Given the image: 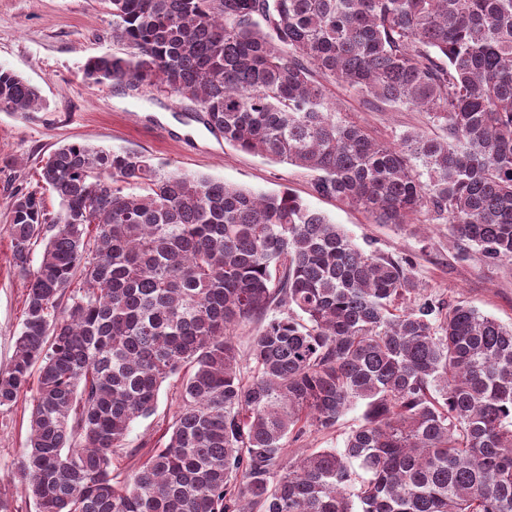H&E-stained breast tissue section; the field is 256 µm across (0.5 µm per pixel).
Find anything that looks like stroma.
Segmentation results:
<instances>
[{
	"label": "stroma",
	"mask_w": 512,
	"mask_h": 512,
	"mask_svg": "<svg viewBox=\"0 0 512 512\" xmlns=\"http://www.w3.org/2000/svg\"><path fill=\"white\" fill-rule=\"evenodd\" d=\"M112 15L105 0H0V66L35 85L42 105L28 114L0 111V369L7 367L21 328L26 288L14 266L9 231L11 194L42 184L41 170L60 145L88 143L132 149L167 171L209 175L257 191L291 190L311 208L343 226L356 244L407 261L426 293L445 303L463 301L504 324H512V261L489 264L463 257L447 224H378L361 210L315 194L313 173L241 151L215 137L192 118L193 108L165 94L140 93L109 83L87 84L88 58L114 50ZM332 93L354 120L389 139L425 127L419 112H374L360 96L341 87ZM176 380L163 383L155 413L133 423L126 450L114 467L128 472L157 446L178 404ZM31 404L20 397L0 410V485L8 488L15 512H34L20 484L11 479L28 434ZM363 413L352 407L336 431L308 433L286 445L287 456L310 448H339Z\"/></svg>",
	"instance_id": "obj_1"
}]
</instances>
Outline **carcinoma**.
Listing matches in <instances>:
<instances>
[{
  "mask_svg": "<svg viewBox=\"0 0 512 512\" xmlns=\"http://www.w3.org/2000/svg\"><path fill=\"white\" fill-rule=\"evenodd\" d=\"M108 2L118 49L87 60L88 84L165 92L225 142L314 172L320 196L378 224L427 214L512 260V0ZM336 83L440 133L379 140ZM41 104L0 67L1 111ZM41 180L57 211L11 197L27 294L0 371V409L30 394L14 477L36 512H512V326L425 297L289 191L86 143ZM254 321L246 382L233 331ZM173 377L164 446L120 476ZM359 402L343 447L284 457Z\"/></svg>",
  "mask_w": 512,
  "mask_h": 512,
  "instance_id": "1",
  "label": "carcinoma"
}]
</instances>
